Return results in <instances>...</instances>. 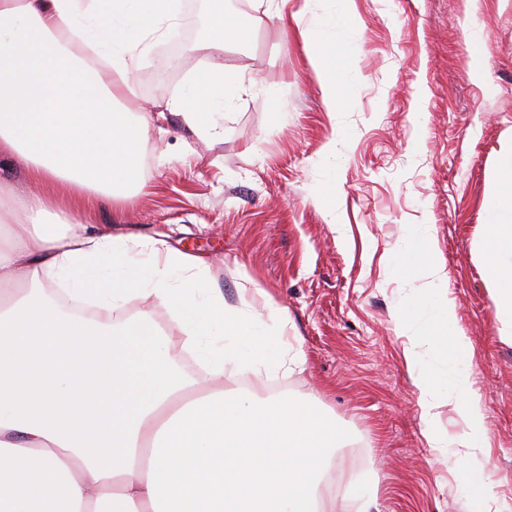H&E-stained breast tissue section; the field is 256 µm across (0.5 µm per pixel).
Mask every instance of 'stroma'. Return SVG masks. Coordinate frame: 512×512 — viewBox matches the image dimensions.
Segmentation results:
<instances>
[{"mask_svg":"<svg viewBox=\"0 0 512 512\" xmlns=\"http://www.w3.org/2000/svg\"><path fill=\"white\" fill-rule=\"evenodd\" d=\"M358 19L336 55L352 54L353 90L329 111L317 73L295 34L263 19L224 53V66L257 81L223 119L224 137L188 138L168 115L165 136L142 154V193L123 208L102 203L96 228L205 257L227 304L243 286L287 315L303 371L264 382L263 397L321 406L344 431L322 486L344 496L373 481L372 512H467L457 470L441 464L402 357L408 337L429 327L423 297L399 271L406 240L431 235L448 280L469 362L418 347L436 388L467 376L487 430L469 457L493 492L491 512H512V339L487 286L480 249L485 197L503 140L512 135V0H355ZM204 0L185 10L180 32L161 42L177 63L156 78L153 61L134 73L132 114L156 115L200 65L193 52ZM479 22L480 39L467 33ZM481 52L486 75L473 80ZM335 152H328V143ZM410 313L397 327L396 311Z\"/></svg>","mask_w":512,"mask_h":512,"instance_id":"35a3bbf8","label":"stroma"}]
</instances>
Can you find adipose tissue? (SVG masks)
I'll use <instances>...</instances> for the list:
<instances>
[{"label":"adipose tissue","instance_id":"ef3b65f1","mask_svg":"<svg viewBox=\"0 0 512 512\" xmlns=\"http://www.w3.org/2000/svg\"><path fill=\"white\" fill-rule=\"evenodd\" d=\"M272 18L296 27L329 109L351 83L336 65L337 33L357 19L354 0L308 23L290 0ZM206 57L168 101L194 135L220 139L213 112L244 89V74L208 60L249 31L224 0H206ZM181 0H0V159L23 169L25 191L0 195V512H346L321 477L344 434L320 408L226 390L225 377L301 368L285 333L268 330L253 300L225 303L207 259L133 237L92 231L87 212L120 208L143 186L140 155L151 124L121 105L132 73L181 21ZM110 66L102 80L80 52ZM485 207L486 279L512 328V138ZM430 236L413 238L402 272L447 280ZM138 316L115 314L132 297ZM431 346L468 360L445 295L427 294ZM165 309L180 331L156 322ZM197 352L206 381L185 374L174 346ZM455 399L459 448L487 441L466 379Z\"/></svg>","mask_w":512,"mask_h":512}]
</instances>
